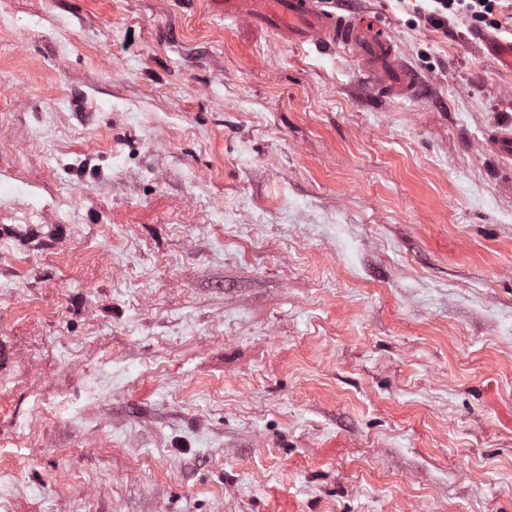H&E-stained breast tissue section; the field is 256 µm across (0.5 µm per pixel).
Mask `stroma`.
<instances>
[{
	"label": "stroma",
	"mask_w": 512,
	"mask_h": 512,
	"mask_svg": "<svg viewBox=\"0 0 512 512\" xmlns=\"http://www.w3.org/2000/svg\"><path fill=\"white\" fill-rule=\"evenodd\" d=\"M428 92L207 0H0V512H512V74ZM487 146L497 155L502 165L512 170V124L503 122L484 134Z\"/></svg>",
	"instance_id": "stroma-1"
}]
</instances>
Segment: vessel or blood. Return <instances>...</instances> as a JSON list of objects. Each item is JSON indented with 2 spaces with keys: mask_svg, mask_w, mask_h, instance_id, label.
I'll return each instance as SVG.
<instances>
[{
  "mask_svg": "<svg viewBox=\"0 0 512 512\" xmlns=\"http://www.w3.org/2000/svg\"><path fill=\"white\" fill-rule=\"evenodd\" d=\"M221 19L267 29L288 45L319 56H345L357 62L380 98L419 99L423 84L402 59L397 41L381 16L362 0H208ZM483 46L499 69L512 72V37L485 36ZM487 146L512 170V124L484 134Z\"/></svg>",
  "mask_w": 512,
  "mask_h": 512,
  "instance_id": "b4317fda",
  "label": "vessel or blood"
}]
</instances>
